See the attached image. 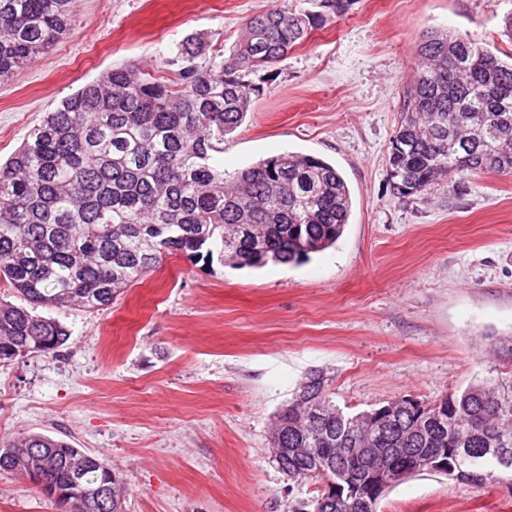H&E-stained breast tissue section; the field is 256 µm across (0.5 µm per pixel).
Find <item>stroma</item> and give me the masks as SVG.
<instances>
[{
  "label": "stroma",
  "mask_w": 512,
  "mask_h": 512,
  "mask_svg": "<svg viewBox=\"0 0 512 512\" xmlns=\"http://www.w3.org/2000/svg\"><path fill=\"white\" fill-rule=\"evenodd\" d=\"M274 0H75L69 34L0 83V160L45 112L102 72L138 64L176 79L178 48L209 36L198 63L227 56L245 18ZM308 35L273 68L224 139L232 173L286 151L333 164L348 185L336 245L299 263L233 268L168 256L101 310L37 308L70 332L56 353L0 363V443L21 433L98 455L126 512H313L316 487L277 466L270 435L308 374L359 412L409 395L424 404L512 361V175L477 174L465 193L396 197L391 140L403 85L430 30L512 51V0H281ZM0 512H61L0 470ZM378 512H512L491 485L413 476Z\"/></svg>",
  "instance_id": "1"
}]
</instances>
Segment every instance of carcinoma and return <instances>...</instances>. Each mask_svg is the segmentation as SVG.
I'll list each match as a JSON object with an SVG mask.
<instances>
[{
    "instance_id": "obj_1",
    "label": "carcinoma",
    "mask_w": 512,
    "mask_h": 512,
    "mask_svg": "<svg viewBox=\"0 0 512 512\" xmlns=\"http://www.w3.org/2000/svg\"><path fill=\"white\" fill-rule=\"evenodd\" d=\"M73 0H0V82L62 39ZM311 21L280 4L249 18L230 54L195 60L208 41L187 37L172 85L133 64L109 69L45 113L0 164V280L23 300L103 309L167 255L235 267L301 262L331 247L351 214L336 168L283 152L224 177V136L240 127L260 88L249 74L281 62ZM419 66L403 88L389 154L393 194L461 190L473 173L512 175V61L471 37L423 35ZM68 340L59 321L0 303V362L55 352ZM438 422L409 401L357 413L340 408L312 375L278 417L271 451L288 476L318 486L321 512L362 506L379 471L394 483L448 459L450 480L512 486V364L492 366L433 404ZM380 412L383 429L368 430ZM47 489L63 512H125L119 477L62 439L19 435L0 446V470L34 480L45 454ZM343 478L336 497L332 482ZM111 485L100 507L95 493Z\"/></svg>"
}]
</instances>
